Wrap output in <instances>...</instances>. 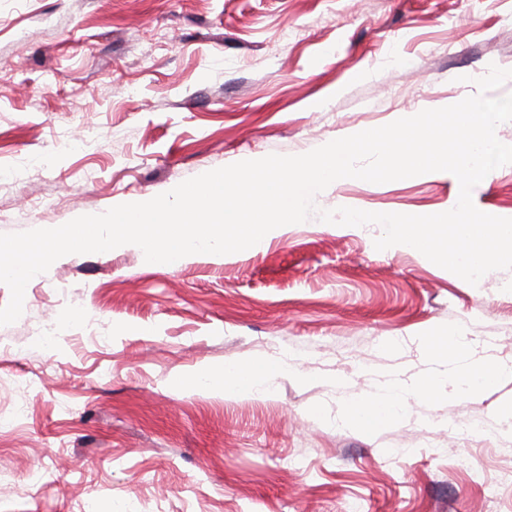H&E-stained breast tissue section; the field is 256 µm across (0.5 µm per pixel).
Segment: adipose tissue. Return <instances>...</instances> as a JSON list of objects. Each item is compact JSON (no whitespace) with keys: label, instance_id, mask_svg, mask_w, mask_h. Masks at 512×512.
<instances>
[{"label":"adipose tissue","instance_id":"1","mask_svg":"<svg viewBox=\"0 0 512 512\" xmlns=\"http://www.w3.org/2000/svg\"><path fill=\"white\" fill-rule=\"evenodd\" d=\"M285 365L269 359H250L224 366L207 374H193L177 378L180 390L199 388L220 391L225 398H254L268 395L272 380L283 372ZM503 369L473 364L445 379H427L421 384L423 392L431 394L442 387H451L455 397H463L475 390H486L498 385ZM405 402V392L394 387L361 401L349 404L345 413L346 423L365 432H372L388 425L400 405Z\"/></svg>","mask_w":512,"mask_h":512}]
</instances>
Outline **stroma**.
Segmentation results:
<instances>
[{
	"mask_svg": "<svg viewBox=\"0 0 512 512\" xmlns=\"http://www.w3.org/2000/svg\"><path fill=\"white\" fill-rule=\"evenodd\" d=\"M492 64L512 69V0H0V233L455 104ZM456 189L351 178L315 205L425 215ZM472 197L512 218V165ZM381 233L317 214L220 260H56L0 326V512H512V377L344 422L453 368L437 333L512 362V270L474 286ZM256 357L294 368L266 397L173 387ZM405 403V392L395 386L371 397L348 405L345 422L364 432L376 431L388 425Z\"/></svg>",
	"mask_w": 512,
	"mask_h": 512,
	"instance_id": "1",
	"label": "stroma"
}]
</instances>
